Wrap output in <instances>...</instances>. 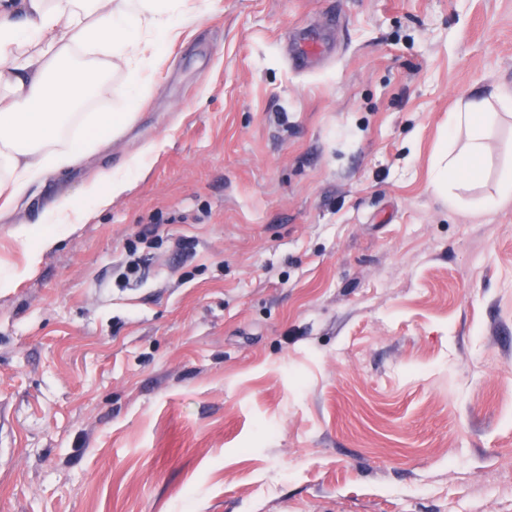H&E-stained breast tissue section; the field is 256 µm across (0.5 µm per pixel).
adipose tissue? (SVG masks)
<instances>
[{"mask_svg": "<svg viewBox=\"0 0 512 512\" xmlns=\"http://www.w3.org/2000/svg\"><path fill=\"white\" fill-rule=\"evenodd\" d=\"M195 18L187 0H0V215L49 173L75 165L117 125L112 114L83 111L106 68L125 65L137 80L138 62ZM511 112L512 96L498 92L478 95L449 116L434 173L449 208L460 206L449 185L484 179L487 139ZM75 125L80 132L73 136ZM461 130L467 141L459 148Z\"/></svg>", "mask_w": 512, "mask_h": 512, "instance_id": "adipose-tissue-1", "label": "adipose tissue"}]
</instances>
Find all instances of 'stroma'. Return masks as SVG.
I'll return each mask as SVG.
<instances>
[{
    "mask_svg": "<svg viewBox=\"0 0 512 512\" xmlns=\"http://www.w3.org/2000/svg\"><path fill=\"white\" fill-rule=\"evenodd\" d=\"M142 76L0 219V512H512V202L432 181L449 112L512 92V0H222Z\"/></svg>",
    "mask_w": 512,
    "mask_h": 512,
    "instance_id": "obj_1",
    "label": "stroma"
}]
</instances>
